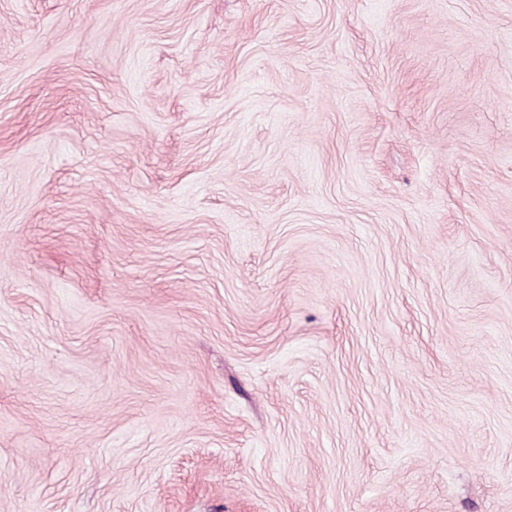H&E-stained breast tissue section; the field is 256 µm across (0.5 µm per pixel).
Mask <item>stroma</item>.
<instances>
[{
	"label": "stroma",
	"instance_id": "35a3bbf8",
	"mask_svg": "<svg viewBox=\"0 0 512 512\" xmlns=\"http://www.w3.org/2000/svg\"><path fill=\"white\" fill-rule=\"evenodd\" d=\"M0 512H512V0H0Z\"/></svg>",
	"mask_w": 512,
	"mask_h": 512
}]
</instances>
